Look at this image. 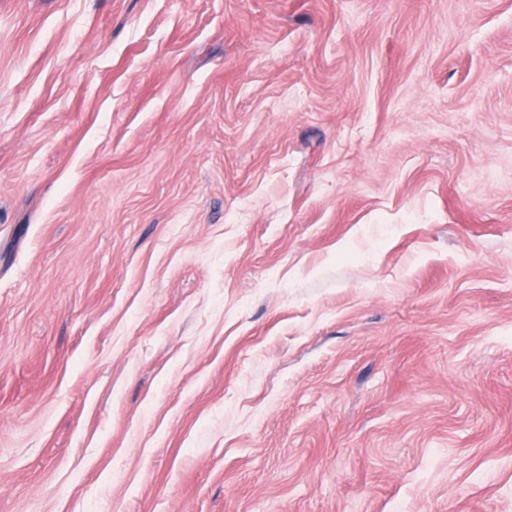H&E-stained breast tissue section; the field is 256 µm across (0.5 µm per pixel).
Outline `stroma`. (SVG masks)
<instances>
[{
	"label": "stroma",
	"mask_w": 512,
	"mask_h": 512,
	"mask_svg": "<svg viewBox=\"0 0 512 512\" xmlns=\"http://www.w3.org/2000/svg\"><path fill=\"white\" fill-rule=\"evenodd\" d=\"M0 512H512V0H0Z\"/></svg>",
	"instance_id": "obj_1"
}]
</instances>
